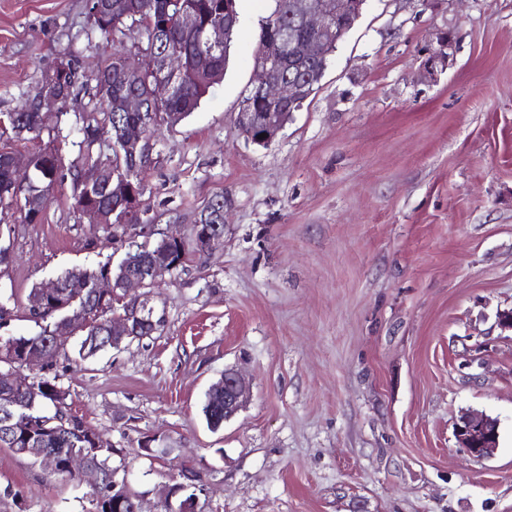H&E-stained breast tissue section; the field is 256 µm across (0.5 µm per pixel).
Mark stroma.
<instances>
[{
  "label": "stroma",
  "instance_id": "1",
  "mask_svg": "<svg viewBox=\"0 0 512 512\" xmlns=\"http://www.w3.org/2000/svg\"><path fill=\"white\" fill-rule=\"evenodd\" d=\"M221 83L151 138L142 226L190 235L224 200V239L146 290L152 336L48 372L72 413L122 449L130 487L160 502L190 461L202 512H512V0H366L320 88L268 146L242 134L274 0H238ZM453 40L429 78L427 49ZM114 47L86 0H0V113L63 53L78 73ZM51 191L42 223L9 217L14 334L37 333L29 293L66 269L118 263L112 228ZM250 387L211 431L225 368ZM500 421V444L459 448L460 411ZM172 447L142 456L144 438ZM90 487L0 447V512H89Z\"/></svg>",
  "mask_w": 512,
  "mask_h": 512
}]
</instances>
